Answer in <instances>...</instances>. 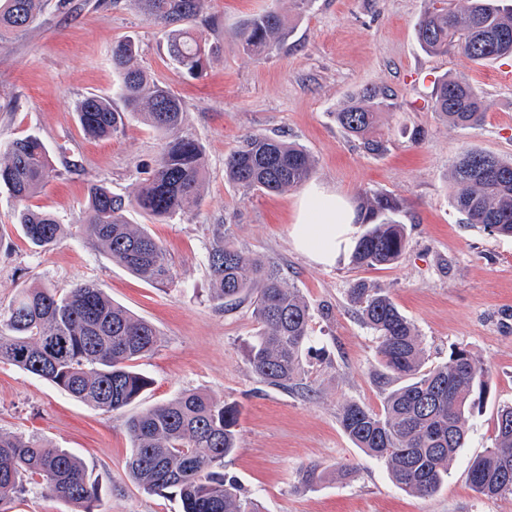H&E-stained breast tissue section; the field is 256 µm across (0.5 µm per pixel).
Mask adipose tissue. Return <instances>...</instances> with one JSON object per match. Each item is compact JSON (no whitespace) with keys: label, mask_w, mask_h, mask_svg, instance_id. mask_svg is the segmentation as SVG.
<instances>
[{"label":"adipose tissue","mask_w":512,"mask_h":512,"mask_svg":"<svg viewBox=\"0 0 512 512\" xmlns=\"http://www.w3.org/2000/svg\"><path fill=\"white\" fill-rule=\"evenodd\" d=\"M353 221V213L339 196L309 187L301 199L296 243L320 262H336L352 244Z\"/></svg>","instance_id":"1"}]
</instances>
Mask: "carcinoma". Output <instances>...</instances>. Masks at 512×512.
<instances>
[{
    "mask_svg": "<svg viewBox=\"0 0 512 512\" xmlns=\"http://www.w3.org/2000/svg\"><path fill=\"white\" fill-rule=\"evenodd\" d=\"M43 0H0V46L24 32L40 15ZM140 13L159 28L178 70L203 75L207 60L220 53L199 28L203 0H135ZM292 26L268 11L245 19L234 33L243 54L263 59L286 44ZM415 35L428 54L457 51L478 65L512 57V7L501 0H429L415 24ZM137 47L129 40L112 46V65L121 76L118 94L126 108L143 117L162 135L151 173L132 198L112 194L91 181L80 219L81 230L109 251L132 274L158 285L173 282L162 245L141 225L130 223L135 207L149 221L163 223L192 212L202 200L204 150L182 132V101L135 65ZM432 107L450 127L475 128L487 105L470 83L455 77L437 81ZM398 108L385 85L365 86L348 95L336 123L363 152L379 155L388 139L378 132L382 115ZM83 131L111 138L124 130V113L106 98L92 95L77 108ZM314 157L303 147L265 134H248L224 160V175L245 192L280 193L312 176ZM50 152L36 135L0 148V190L16 201L13 212L25 241L48 250L67 234L48 211L26 201L55 174ZM457 190L452 207L466 223L512 237V159L466 149L450 172ZM399 202L390 195L364 191L355 206V223L364 226L350 262L356 268L392 266L405 256L407 227ZM210 299L226 310L240 302L252 306L257 323L248 349L252 370L265 382L286 386L300 374L303 360L320 358L313 346V309L300 290L287 285L275 266L244 252L214 225L208 251ZM350 301L377 339L384 375L401 384L385 396L382 410L354 401L344 403L339 422L345 434L368 457L383 462L402 490L422 496L438 491L448 468L463 447L466 413L480 407L490 392V373L469 350L451 349L448 360L425 367L419 333L387 291L365 281L349 289ZM158 343L153 324L112 301L94 281L61 293L53 288H22L0 310V363L40 377L103 414L136 401L149 380L136 370L139 359ZM239 409L210 396L186 391L125 421L132 441L125 467L132 482L147 493L177 497L181 512H259L233 477L224 473L226 459L238 449ZM301 485L310 487L328 474L318 465L301 469ZM471 488L481 496L512 495V404L496 415L491 446L469 464ZM40 487L48 497L97 512L98 486L89 481L83 462L69 451L37 437L0 432V512L25 490Z\"/></svg>",
    "mask_w": 512,
    "mask_h": 512,
    "instance_id": "obj_1",
    "label": "carcinoma"
}]
</instances>
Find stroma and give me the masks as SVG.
I'll return each instance as SVG.
<instances>
[{
	"mask_svg": "<svg viewBox=\"0 0 512 512\" xmlns=\"http://www.w3.org/2000/svg\"><path fill=\"white\" fill-rule=\"evenodd\" d=\"M427 6L428 0H314L298 15L289 0H204L208 36L223 50L198 79L176 68L158 28L131 0H70L65 11L45 0L39 21L0 48V147L27 134L45 141L56 173L29 204L51 211L68 229L50 250L31 248L12 224L14 201L0 193V309L25 286L65 292L93 280L160 337L138 362L147 390L112 415L0 363V430L38 436L80 457L101 489V512H180L177 500L130 480L125 460L132 442L124 422L185 390L237 404L239 449L226 470L261 512H512L511 495L481 497L467 478L468 461L491 444L498 408L512 404V238L463 224L450 204L448 178L469 148L512 158V82L504 79L512 58L477 65L453 51L425 53L414 24ZM264 10L284 15L295 35L255 60L239 52L234 32ZM120 39L134 40L137 66L182 99L184 131L205 151L202 202L191 214L149 224L137 209L127 212L167 252L174 280L163 286L130 273L80 229L88 181L131 196L160 149V135L135 115L123 133L104 140L88 138L78 123L76 107L91 95L124 110L111 59ZM445 76L480 91L488 109L479 127L453 128L433 112V83ZM381 83L394 90L399 107L383 120L386 152L372 156L345 137L335 112L349 93ZM405 127L421 129L423 140L411 142L401 133ZM249 133L306 148L315 159L312 184L341 194L348 206L365 190L395 197L409 234L403 259L385 269H357L348 258L323 264L300 250L293 230L302 189L247 193L224 176L225 158ZM217 224L246 251L277 265L313 308L312 334L326 354L304 360L289 387L262 382L247 361L256 329L251 308L224 312L209 298L206 256ZM358 279L390 292L418 329L427 365L463 347L490 371L491 392L432 496L397 487L385 464L355 448L338 422L344 402L378 410L388 391L379 381L377 340L349 301ZM311 464L353 476L300 488L299 472Z\"/></svg>",
	"mask_w": 512,
	"mask_h": 512,
	"instance_id": "1",
	"label": "stroma"
}]
</instances>
